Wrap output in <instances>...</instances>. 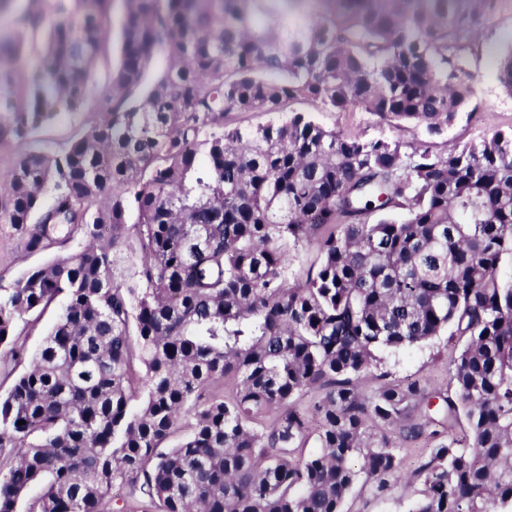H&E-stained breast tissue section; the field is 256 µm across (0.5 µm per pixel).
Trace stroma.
<instances>
[{
    "label": "stroma",
    "instance_id": "35a3bbf8",
    "mask_svg": "<svg viewBox=\"0 0 512 512\" xmlns=\"http://www.w3.org/2000/svg\"><path fill=\"white\" fill-rule=\"evenodd\" d=\"M511 42L512 0H490L479 29L472 34L464 50L467 69L474 78L478 108L473 113L461 114L444 136L432 141L427 139L421 128L408 125L397 129L358 109L326 110L309 101L295 104L294 109L311 115L323 126L344 136L385 138L407 145L427 142L436 150L448 146L460 149L490 137L496 130L512 126V95L504 92L497 80L499 58ZM57 255L54 249L27 250L14 226L0 224V287H10L24 272L52 261ZM458 352V346L443 337L395 354L384 353V368L389 373V382L405 383L419 379L446 389L451 385L448 365ZM431 445L428 439L407 445L403 452L401 475L392 493L378 498L373 496L369 487L356 486L345 502V512H402L418 488L412 473L424 449Z\"/></svg>",
    "mask_w": 512,
    "mask_h": 512
}]
</instances>
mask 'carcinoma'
<instances>
[{"instance_id": "cac0c4a2", "label": "carcinoma", "mask_w": 512, "mask_h": 512, "mask_svg": "<svg viewBox=\"0 0 512 512\" xmlns=\"http://www.w3.org/2000/svg\"><path fill=\"white\" fill-rule=\"evenodd\" d=\"M121 2L112 65L114 0H29L11 18L0 224L30 251L90 243L0 288L19 369L0 394V512H343L360 482L386 496L424 435L404 512H512V128L403 151L287 111L443 136L475 98L458 53L484 0ZM498 82L512 94V46ZM243 112L283 118L229 119ZM62 114L85 120L40 137ZM53 305L29 356L20 324ZM443 335L462 342L453 392H361L385 376L375 350ZM296 258L290 267V282L295 278L305 277L307 270L316 258L317 249L314 241H308L298 247L293 253Z\"/></svg>"}]
</instances>
